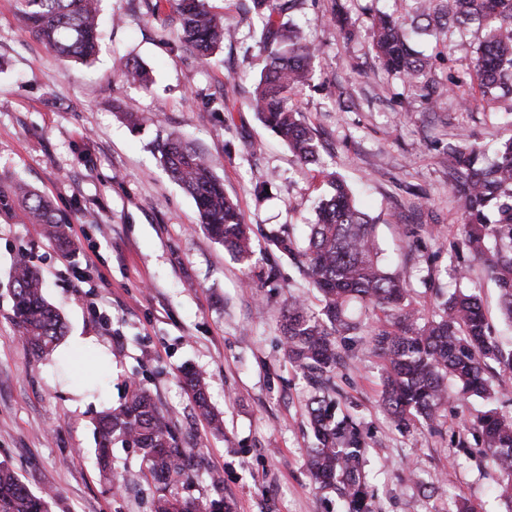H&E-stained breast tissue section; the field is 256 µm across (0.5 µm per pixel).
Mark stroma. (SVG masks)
Returning <instances> with one entry per match:
<instances>
[{"instance_id":"obj_1","label":"stroma","mask_w":512,"mask_h":512,"mask_svg":"<svg viewBox=\"0 0 512 512\" xmlns=\"http://www.w3.org/2000/svg\"><path fill=\"white\" fill-rule=\"evenodd\" d=\"M209 4L234 32L210 63L171 50L173 30L143 0H101L99 52L82 64L22 32L14 0H0V174L49 196L74 243L61 251L38 225L0 217V463L31 491L52 489L51 512H150L154 487L138 452L115 448V465L128 472L118 489L94 454L98 415L136 384L196 451L179 496L206 506L221 499L230 512H337L335 493L318 489L305 466L317 445L308 412L316 390L289 363L281 330L291 298L317 309L320 297L266 236L304 241L329 177L340 176L377 218L388 259L412 269L409 301L430 316L438 291L454 286L448 242L461 222L443 150L462 135L492 146L508 133L512 101L485 109L472 72L477 27L453 35L452 60L435 72L443 83L460 76V93L430 102L385 72L372 49L374 16L407 15L413 0H302L289 19L319 52L292 102L322 145V163L301 164L249 105L264 65L260 19L249 0ZM336 11L344 26L333 22ZM130 59L151 69V86L123 76ZM126 112L148 121L132 126ZM171 132L220 160L224 190L252 229L251 264L201 230L193 199L151 151ZM259 184L266 192L256 193ZM413 224L437 233L412 240L403 230ZM21 258L40 270L67 325L45 358L24 348L12 321L10 273ZM89 263L105 276L94 288L81 281ZM470 264L467 286L511 346L499 290L481 259ZM337 344L344 359L335 397L362 432L383 512H452L460 498L505 512L494 471L465 454L476 445L472 423L490 404L472 397L449 404L438 424L405 425L380 408L379 354L362 342ZM188 366L206 375L223 434L197 417L180 381Z\"/></svg>"}]
</instances>
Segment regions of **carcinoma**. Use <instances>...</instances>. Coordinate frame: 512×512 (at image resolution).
<instances>
[{
    "label": "carcinoma",
    "instance_id": "carcinoma-1",
    "mask_svg": "<svg viewBox=\"0 0 512 512\" xmlns=\"http://www.w3.org/2000/svg\"><path fill=\"white\" fill-rule=\"evenodd\" d=\"M167 2V19L177 28V48L210 62L228 33L221 16L207 0H156L152 14ZM262 18L261 43L265 65L251 105L262 122L288 144L304 164H317L321 145L313 130L289 103V95L310 81L315 45L294 26L278 17L293 10L299 0H250ZM415 16L406 20L390 14L373 19L372 47L384 69L416 82L430 97L451 90L460 80L449 77L441 88L432 79L433 58L418 52L420 34H448L452 29L477 25L483 32L473 64L487 106L512 98V0H414ZM22 31L38 38L65 61L87 64L96 56L99 39V0H15ZM126 79L150 83L146 68L126 62ZM151 148L160 155L168 175L194 200L200 227L238 261L248 262L252 244L242 214L224 192L215 175L217 161L203 155L174 134L157 137ZM448 165L464 185L460 193L462 223L450 243L455 254L453 274L464 280L470 266L466 256L482 257L496 282L503 315L512 325V134L493 147L477 145L463 136L448 144ZM316 210L305 246L274 234L271 244L301 269L322 297L323 307L308 312L302 299H291L282 315L288 361L322 392L310 404V421L318 447L307 460L313 479L336 493L342 512H382L369 489L365 448L358 428L348 418L330 414L331 374L341 355L336 339L361 329L354 306L379 311L383 319L358 340L371 344L384 360L383 407L409 420L432 424L442 417L451 398L494 400L512 382V347L494 340L479 298L457 289L436 306L431 318L418 323L408 308L409 275L391 271L381 259L376 241V220L361 211L348 185L338 177ZM22 211L30 224L61 248L70 246L69 221L52 200L30 185L0 179V215ZM13 320L26 349L50 355L65 323L45 298L40 271L26 260L11 271ZM199 414L217 422L206 395L207 380L193 368L183 372ZM481 447L466 453L498 473V498L512 512V415L491 408L474 422ZM95 442L102 471L113 484L124 477L112 470L116 444L137 446L156 482L151 512H222L215 501L205 509L182 499L175 489L188 476L186 460L192 449L183 448L169 416L139 386H134L118 407L103 411L95 425ZM52 494L32 492L8 467L0 466V512H50Z\"/></svg>",
    "mask_w": 512,
    "mask_h": 512
}]
</instances>
